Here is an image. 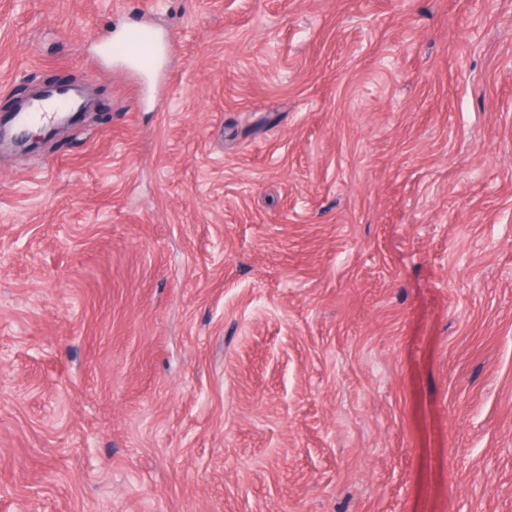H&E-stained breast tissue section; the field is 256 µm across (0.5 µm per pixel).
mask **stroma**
Returning a JSON list of instances; mask_svg holds the SVG:
<instances>
[{
  "label": "stroma",
  "instance_id": "obj_1",
  "mask_svg": "<svg viewBox=\"0 0 512 512\" xmlns=\"http://www.w3.org/2000/svg\"><path fill=\"white\" fill-rule=\"evenodd\" d=\"M57 82L0 512H512V0H0V113Z\"/></svg>",
  "mask_w": 512,
  "mask_h": 512
}]
</instances>
